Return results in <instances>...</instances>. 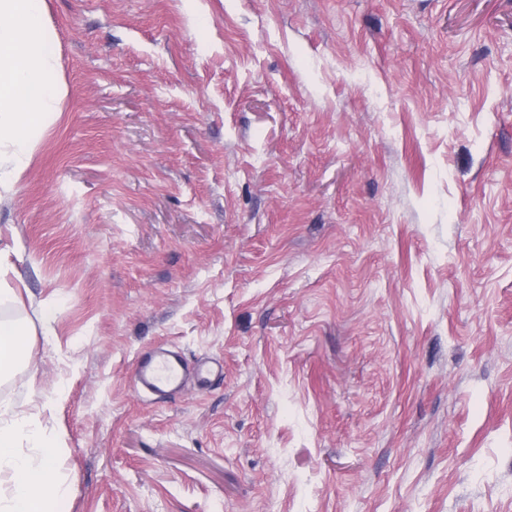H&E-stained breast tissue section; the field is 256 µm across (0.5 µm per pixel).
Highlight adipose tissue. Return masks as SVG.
<instances>
[{"mask_svg":"<svg viewBox=\"0 0 512 512\" xmlns=\"http://www.w3.org/2000/svg\"><path fill=\"white\" fill-rule=\"evenodd\" d=\"M44 0H0V187L29 164L34 140L53 121L64 88L43 21ZM0 512H46L71 496L49 440L25 420H0Z\"/></svg>","mask_w":512,"mask_h":512,"instance_id":"adipose-tissue-1","label":"adipose tissue"}]
</instances>
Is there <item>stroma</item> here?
Wrapping results in <instances>:
<instances>
[{
  "label": "stroma",
  "mask_w": 512,
  "mask_h": 512,
  "mask_svg": "<svg viewBox=\"0 0 512 512\" xmlns=\"http://www.w3.org/2000/svg\"><path fill=\"white\" fill-rule=\"evenodd\" d=\"M0 406L48 512H512V0H45ZM165 344L222 374L137 390ZM27 335L24 325L0 321V375L11 370L21 359L20 342Z\"/></svg>",
  "instance_id": "stroma-1"
}]
</instances>
